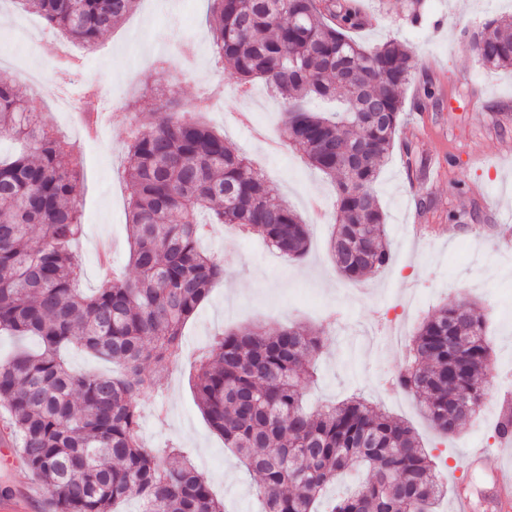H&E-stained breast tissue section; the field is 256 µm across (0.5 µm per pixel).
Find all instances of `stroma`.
Returning a JSON list of instances; mask_svg holds the SVG:
<instances>
[{"label": "stroma", "instance_id": "obj_1", "mask_svg": "<svg viewBox=\"0 0 512 512\" xmlns=\"http://www.w3.org/2000/svg\"><path fill=\"white\" fill-rule=\"evenodd\" d=\"M409 0H364L369 25L356 32L357 41L376 45L390 38L407 43L416 62L414 84L404 94V126L399 142L382 167L375 190L387 214L391 257L378 273L360 282L339 275L327 257L335 212L310 232V248L301 261L276 259L255 237L227 239L215 228L202 248L224 264V277L187 322L185 354L168 370L157 373L159 396L141 402V433L146 446L165 447L177 441L208 478L225 512H260L255 480L240 465L224 440L200 412L189 377L195 356L228 329L258 324L274 332L304 324L321 329L323 347L314 358L306 391L310 405L333 403L361 393L377 409L408 423L423 446L446 460L441 476L449 492L439 512H454L458 481L482 489L487 474L466 466L469 449H488L498 463L500 447L491 435L494 419L481 415L454 437H440L412 397L396 398L387 391L393 373L409 357L408 349L386 346L376 331L381 314L398 318L407 299L415 310L408 330L440 307L458 301L477 304L487 321L492 365L512 369V247L502 245L499 232L512 233V70L484 68L464 50L461 31L512 14V0H425L421 25L408 19ZM44 21L20 0H0V72L19 65L40 77V85L13 79L15 92L37 101L49 127L68 142L80 163L78 210L82 235L72 253L81 276L78 288L99 285L97 247L112 244V266L133 275L129 261L128 191L124 173L129 127L115 125L114 103L135 113L172 98L179 111H192L201 94L197 81L174 82L161 57L180 45H199L197 67L209 71L210 13L208 0H140L137 9L111 32L87 48L92 71L62 69L29 39ZM432 86V99H420L416 87ZM94 85L111 91L100 104V143L84 141L59 98ZM252 97L237 90L235 81L215 111L197 114L200 122L224 134L264 174L293 210L309 195L334 198L330 178L309 166L300 153L286 148L267 153L254 139L251 126L279 130L281 99L268 97L264 81L250 85ZM480 94L481 107L469 99ZM251 115L250 127L236 121L238 112ZM458 164L449 167V155ZM467 215L452 223L449 212ZM14 512H52L50 495L23 462L20 451L0 444V501Z\"/></svg>", "mask_w": 512, "mask_h": 512}]
</instances>
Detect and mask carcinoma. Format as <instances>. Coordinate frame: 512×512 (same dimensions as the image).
<instances>
[{"label":"carcinoma","mask_w":512,"mask_h":512,"mask_svg":"<svg viewBox=\"0 0 512 512\" xmlns=\"http://www.w3.org/2000/svg\"><path fill=\"white\" fill-rule=\"evenodd\" d=\"M47 24L86 47L132 13L140 0H22ZM212 46L244 86L266 81L284 101V144L336 183L339 217L329 253L351 282L389 260L386 214L375 182L403 122L413 52L389 39L352 40L365 26L359 0H209ZM489 69H512V16L465 37ZM336 112H314L312 99ZM20 150L0 160V333L34 336L40 349L0 357V406L23 460L56 512H224L207 477L185 452L148 448L140 397L156 391L144 372L182 355L183 327L224 267L200 247L216 224L255 234L290 259L305 256L309 224L224 135L179 112H142L126 157L132 265L136 276L102 277L86 295L71 245L82 224L79 173L39 113L0 77V140ZM412 361L393 385L419 399L444 436L480 413L491 344L484 317L469 302L445 305L411 338ZM78 344L122 368L118 376L64 365ZM320 332L288 326L270 335L240 327L201 355L194 389L212 428L235 449L263 512H433L444 497L436 456L405 422L354 394L310 411L306 358ZM366 477L346 495L324 499L353 472Z\"/></svg>","instance_id":"1"}]
</instances>
